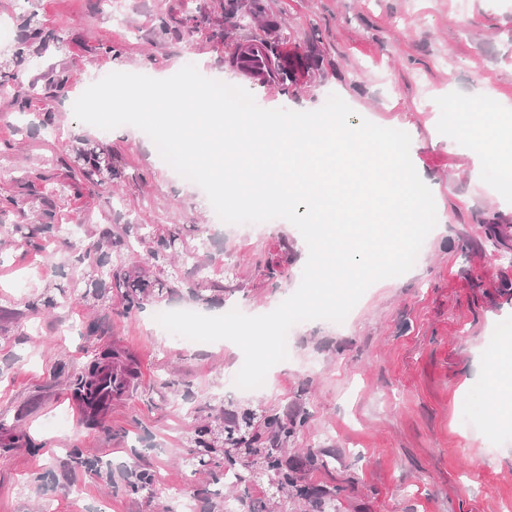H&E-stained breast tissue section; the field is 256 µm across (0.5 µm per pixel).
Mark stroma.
Segmentation results:
<instances>
[{
    "instance_id": "stroma-1",
    "label": "stroma",
    "mask_w": 512,
    "mask_h": 512,
    "mask_svg": "<svg viewBox=\"0 0 512 512\" xmlns=\"http://www.w3.org/2000/svg\"><path fill=\"white\" fill-rule=\"evenodd\" d=\"M265 8L266 29L249 17ZM231 16L213 0H0L12 35L9 60L33 11L54 40L34 46L22 65L44 85L66 71L64 89L17 112L0 91V512H168L174 495L198 512H224L223 462L196 472L187 410L251 406L306 413L290 453L317 455L295 488L238 486V512H321L314 493L331 489L338 512H512V424L490 400L506 382L491 328L512 318V194L486 166L484 139L462 130L497 93V120H512V0H238ZM182 19L162 35L157 16ZM274 46L276 69L310 57L295 82L245 78L231 59L244 40ZM196 65L209 79L245 88L264 109L312 111L338 94L357 116L411 138V161L430 188L438 222L406 274L372 284L343 323L306 321L288 332L289 357L260 390L233 381L244 362L232 342L184 345L158 327L164 309L220 315L274 310L298 288L307 245L290 222L229 225L205 192L159 156L151 139L123 125L102 130L70 108L105 72L165 79ZM54 113L53 129L37 123ZM104 142L121 169L111 181L74 193L63 165L75 137ZM54 188L53 222L65 237L35 248L13 238L18 216L5 197L26 199L40 218L39 194ZM182 224L207 244L216 280L233 272V290L200 303L185 293L131 313L119 302L32 308L48 286L81 280L71 262L96 230L125 220ZM287 258L278 284L260 277L256 258ZM118 353L132 386L95 414L79 413L73 392L101 351ZM83 449L94 468L77 464ZM152 474L151 490L131 494L132 475Z\"/></svg>"
}]
</instances>
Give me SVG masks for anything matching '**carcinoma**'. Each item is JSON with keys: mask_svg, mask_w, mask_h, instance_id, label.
Returning a JSON list of instances; mask_svg holds the SVG:
<instances>
[{"mask_svg": "<svg viewBox=\"0 0 512 512\" xmlns=\"http://www.w3.org/2000/svg\"><path fill=\"white\" fill-rule=\"evenodd\" d=\"M19 77L18 73L3 75V90L20 107L29 103L38 89L34 82L26 88L18 87ZM112 173L111 149L91 141L77 148L71 169L75 191H80L83 179ZM10 234L41 248L51 238L65 234V229L48 223L21 222L11 226ZM205 248L203 241L186 239L176 224H105L98 229L90 249L78 256L80 261L93 257L95 275L70 287L59 284L56 290L65 299L77 295L85 301L98 300L101 294L97 276L100 275L110 278L112 291L128 312L140 310L182 288L188 289L193 298L206 300L212 293L226 290V286L210 277L207 264L200 259ZM121 249L143 255L146 265L112 264L113 254ZM256 267L267 281H277L281 276V264L271 259H259ZM101 373L100 362L96 361L89 376L78 383L74 394L82 403L96 402ZM190 417L193 444L205 459L211 456L224 459V476L233 477L239 484L267 483L279 490L296 483L299 461L286 457L284 447L305 423L306 413L258 415L247 412L238 417L222 411L204 419L194 410Z\"/></svg>", "mask_w": 512, "mask_h": 512, "instance_id": "carcinoma-1", "label": "carcinoma"}]
</instances>
